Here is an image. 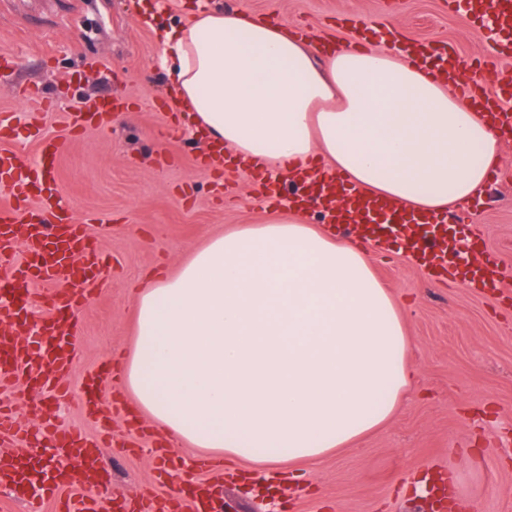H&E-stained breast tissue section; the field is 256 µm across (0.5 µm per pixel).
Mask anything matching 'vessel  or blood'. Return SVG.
I'll return each mask as SVG.
<instances>
[{"label":"vessel or blood","mask_w":512,"mask_h":512,"mask_svg":"<svg viewBox=\"0 0 512 512\" xmlns=\"http://www.w3.org/2000/svg\"><path fill=\"white\" fill-rule=\"evenodd\" d=\"M448 5L461 10L470 23L493 21L497 35L512 54V0H448ZM403 49L458 85L462 94L488 102L493 122L512 131V109L496 101L498 86H512L511 68L493 61L471 64L456 50L440 52L425 41L405 42ZM128 109L126 101L115 98L86 101L80 118L70 122V131L81 130L84 116L98 128L108 129L112 119ZM60 148L58 141H45L33 160L18 151L0 152V190L6 193L5 202L0 203V265L13 271L9 279L0 281V319L29 320L35 325L22 348L0 334V378L24 376L62 397L66 394L64 377L76 356L75 328L86 298L85 286L90 276L102 275L107 264L53 178ZM338 185L333 177L318 180L296 172L285 179L261 176L259 188L270 204L286 195L292 204L319 207L328 223L351 230L359 244L386 247L402 241L410 260L425 262L431 277L459 279L481 291L496 289L498 258L482 248L479 237L471 238L470 247L480 250V262H454L450 254L458 245V231L446 217L407 215L394 203L357 192L351 193L347 209L338 212L329 206ZM22 244L27 245V252H19ZM37 297L44 304L40 314L34 310ZM21 439L23 453H0L1 489L26 504L57 503L60 512H105L95 493L102 472L101 440L79 428H57L48 412L43 413L41 423L22 430ZM46 447L59 464L37 487H30L20 459L39 458ZM75 483L81 487L80 494L68 495V488Z\"/></svg>","instance_id":"vessel-or-blood-1"}]
</instances>
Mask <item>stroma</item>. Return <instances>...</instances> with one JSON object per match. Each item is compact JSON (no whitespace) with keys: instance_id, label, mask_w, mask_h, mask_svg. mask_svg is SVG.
Segmentation results:
<instances>
[{"instance_id":"obj_1","label":"stroma","mask_w":512,"mask_h":512,"mask_svg":"<svg viewBox=\"0 0 512 512\" xmlns=\"http://www.w3.org/2000/svg\"><path fill=\"white\" fill-rule=\"evenodd\" d=\"M262 17L307 29L332 44L357 38L337 16L390 23L405 39L448 42L474 56L486 44L481 28L463 22L444 0H0V42L18 56L0 73V151L35 157L42 141L62 145L55 177L73 211L88 221L99 250L112 260L93 281L80 310L77 354L67 375L70 398L55 404L60 425L98 435L109 425L103 458L113 502L146 494L173 496L177 475L159 476L153 448L164 440L148 418L132 424L119 406V388L102 377L99 397L108 423L90 416L82 385L108 359L134 343L133 285L152 269L176 271L212 236L268 215L250 194L245 166L222 177L201 165L205 141L177 128L169 78L156 66L161 35L199 6ZM99 69H89L90 60ZM38 84L64 104L94 95L129 98L134 108L104 131L68 130L61 111L25 112L16 87ZM167 105L158 110L155 99ZM510 184L485 187L484 209L460 213L478 227L499 257L501 294L430 282L404 255L374 257V269L400 303L415 379L381 429L329 456L316 468L299 465L274 496L240 482L219 466L203 472L235 512H420L418 481L450 482L454 501L480 512H512V140L499 161Z\"/></svg>"}]
</instances>
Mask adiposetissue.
Masks as SVG:
<instances>
[{
    "mask_svg": "<svg viewBox=\"0 0 512 512\" xmlns=\"http://www.w3.org/2000/svg\"><path fill=\"white\" fill-rule=\"evenodd\" d=\"M157 64L194 128L245 162L314 171L428 212L464 209L503 145L482 112L398 48L325 54L284 26L201 10ZM121 389L171 440L232 461L321 464L398 411L402 309L361 247L302 212L210 238L134 288Z\"/></svg>",
    "mask_w": 512,
    "mask_h": 512,
    "instance_id": "ef3b65f1",
    "label": "adipose tissue"
}]
</instances>
